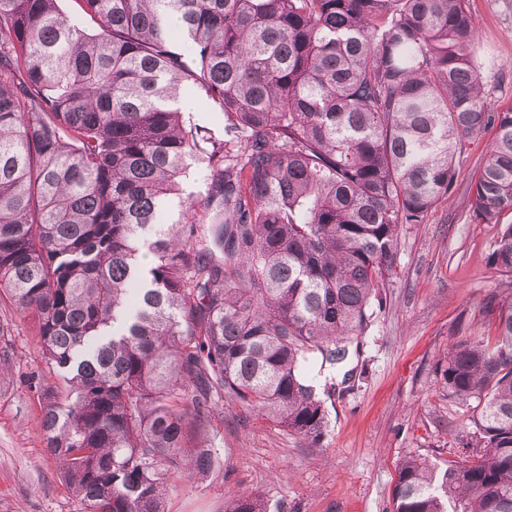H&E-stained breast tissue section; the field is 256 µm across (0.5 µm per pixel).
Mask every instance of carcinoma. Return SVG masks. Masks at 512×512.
Masks as SVG:
<instances>
[{
	"instance_id": "obj_1",
	"label": "carcinoma",
	"mask_w": 512,
	"mask_h": 512,
	"mask_svg": "<svg viewBox=\"0 0 512 512\" xmlns=\"http://www.w3.org/2000/svg\"><path fill=\"white\" fill-rule=\"evenodd\" d=\"M0 0V296L31 315L58 382L45 447L84 512H164L214 398L313 442L310 364L343 361L396 268L400 227L494 127L470 210L512 211V108L489 112L466 0ZM191 90L223 135L188 124ZM201 200L181 197L190 161ZM179 200V219L162 213ZM490 263L512 278V224ZM489 347L448 348L479 455L405 460L392 512H512V298ZM224 512H271L240 494Z\"/></svg>"
}]
</instances>
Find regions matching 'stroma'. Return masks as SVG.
<instances>
[{
  "label": "stroma",
  "mask_w": 512,
  "mask_h": 512,
  "mask_svg": "<svg viewBox=\"0 0 512 512\" xmlns=\"http://www.w3.org/2000/svg\"><path fill=\"white\" fill-rule=\"evenodd\" d=\"M478 27L477 58L490 111L512 108V0H468ZM493 131L458 149L456 182L423 223L403 225L396 271L385 285L359 347L316 375L328 410L319 443L288 433L224 401L207 424L190 423L192 441L210 439L218 465L201 480L174 481L165 512H224L226 498L255 494L286 512H389L406 459H454L471 428L472 403L442 387L449 346L462 338L493 343L482 310L493 293L512 294V278L489 262L502 225L470 212L475 176ZM34 321L0 298V512H83L60 479L40 428L39 385L53 383Z\"/></svg>",
  "instance_id": "obj_1"
}]
</instances>
